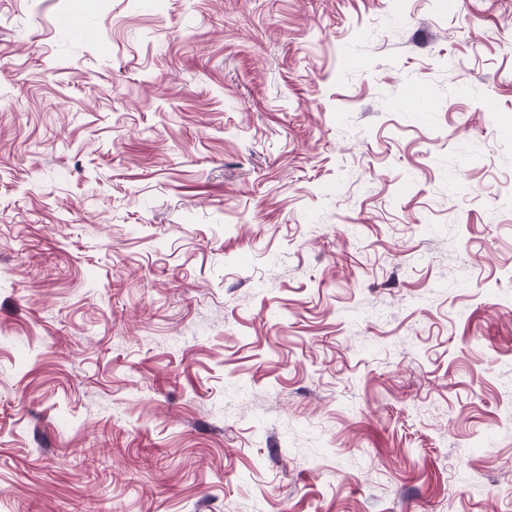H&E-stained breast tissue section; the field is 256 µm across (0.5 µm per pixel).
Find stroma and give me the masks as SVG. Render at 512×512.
I'll list each match as a JSON object with an SVG mask.
<instances>
[{"mask_svg":"<svg viewBox=\"0 0 512 512\" xmlns=\"http://www.w3.org/2000/svg\"><path fill=\"white\" fill-rule=\"evenodd\" d=\"M99 503L512 512V0H0V512Z\"/></svg>","mask_w":512,"mask_h":512,"instance_id":"1","label":"stroma"}]
</instances>
